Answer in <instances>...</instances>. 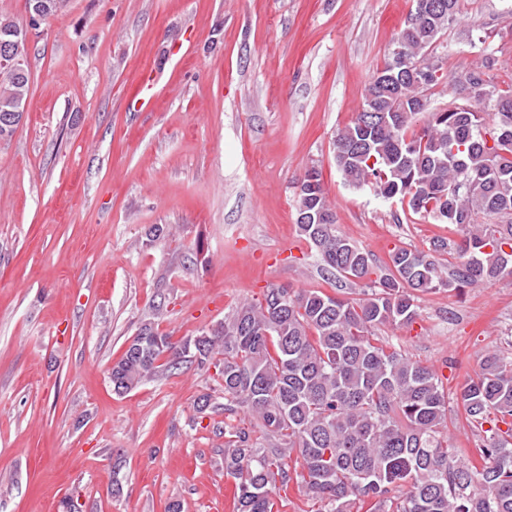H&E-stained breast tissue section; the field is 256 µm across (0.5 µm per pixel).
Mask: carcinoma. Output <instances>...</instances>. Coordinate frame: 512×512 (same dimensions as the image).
<instances>
[{
  "label": "carcinoma",
  "mask_w": 512,
  "mask_h": 512,
  "mask_svg": "<svg viewBox=\"0 0 512 512\" xmlns=\"http://www.w3.org/2000/svg\"><path fill=\"white\" fill-rule=\"evenodd\" d=\"M414 2L361 109L336 134L334 158L351 186L370 184L464 237L397 247L379 268L338 231L320 170L304 172L299 236L318 249L322 275L360 292L269 285L206 334L200 363L216 362L224 381V476L236 512H274L293 481L310 512H512V356L487 351L456 392L479 433L466 460L448 449V394L436 372L376 334L412 325L423 295L512 276V83L495 82L498 60L486 53L456 77L466 102L428 111L439 79L422 88L412 72L436 67V43L462 12L460 0ZM29 92V70L0 71V139L14 133L10 111ZM186 344L144 324L110 369L113 391L185 362ZM493 416L498 425L483 429Z\"/></svg>",
  "instance_id": "1"
}]
</instances>
